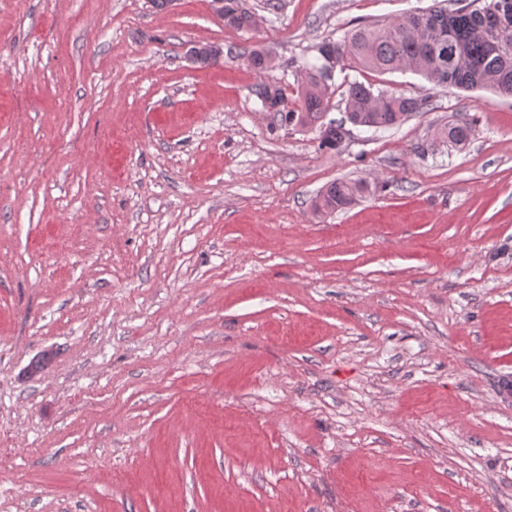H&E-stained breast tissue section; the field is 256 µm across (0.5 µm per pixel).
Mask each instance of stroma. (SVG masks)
Here are the masks:
<instances>
[{
	"label": "stroma",
	"mask_w": 512,
	"mask_h": 512,
	"mask_svg": "<svg viewBox=\"0 0 512 512\" xmlns=\"http://www.w3.org/2000/svg\"><path fill=\"white\" fill-rule=\"evenodd\" d=\"M242 4L0 0V512H512V97L343 62L423 106L321 147L256 84L457 0ZM215 14L224 25L237 30H247L255 25V18L251 12L242 7L240 0H215ZM473 123L470 119H452L437 131L436 142L442 145L464 147L470 139ZM369 191V185L363 181H336L320 194L315 203L318 212H333L352 205L359 197Z\"/></svg>",
	"instance_id": "obj_1"
}]
</instances>
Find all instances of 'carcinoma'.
<instances>
[{"instance_id":"obj_1","label":"carcinoma","mask_w":512,"mask_h":512,"mask_svg":"<svg viewBox=\"0 0 512 512\" xmlns=\"http://www.w3.org/2000/svg\"><path fill=\"white\" fill-rule=\"evenodd\" d=\"M503 11L508 32L501 35L483 24L481 12ZM224 25L247 30L255 25L251 12L241 0H224ZM318 52L333 55L336 62L349 60L359 68L391 72L404 67L414 69L438 86L464 89L481 88L505 97L512 96V0H468L454 11L431 9L404 15L391 21L358 25L342 39H326L316 46ZM249 67L258 73L273 68V59L265 48L249 54ZM300 111H283L284 90L275 83L262 82L255 88L263 107L278 112L288 124L316 126L319 143L338 146L346 134L345 123L388 128L407 114L420 109L417 100L374 93L361 83L348 84L345 118L326 119V78L318 66L301 73ZM470 119H452L437 131L435 141L463 147L470 139ZM369 191L363 181H336L320 194L315 203L319 212H333L352 205Z\"/></svg>"}]
</instances>
